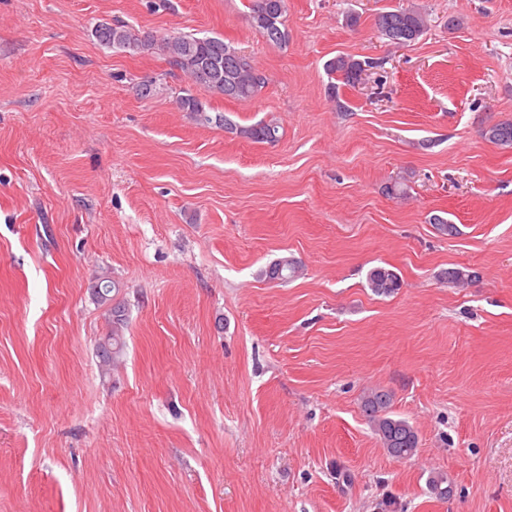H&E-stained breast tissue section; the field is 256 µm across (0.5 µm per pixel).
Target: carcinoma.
<instances>
[{
	"mask_svg": "<svg viewBox=\"0 0 512 512\" xmlns=\"http://www.w3.org/2000/svg\"><path fill=\"white\" fill-rule=\"evenodd\" d=\"M249 20L252 27L265 41L275 47L288 44L290 31L286 24L287 0H250ZM380 38L391 44L407 45L416 42L428 29L426 16L409 8H394L377 14L374 22ZM97 42L107 48L131 54L156 49L168 63L179 70L192 85L208 92L221 94L228 99L251 101L267 83L266 76L246 57L231 48L224 39L216 36L197 37L181 33L155 40L154 37L125 23L99 22L93 29ZM375 68L374 61H359L348 56H338L327 62V70L351 85L358 81L364 67ZM181 112L194 115L201 125H216L227 132L257 143H275L279 139L277 123L260 121L240 126L223 113L208 112L207 102L184 88L173 98ZM482 138L489 143L512 147V122L487 126ZM300 265L285 257L271 263L264 271L270 281L286 282L297 277ZM442 278L452 285H465L474 281L466 268H450ZM368 287L378 296H390L401 288L398 274L385 266H375L367 275ZM116 288L113 281L98 278L92 286V296L101 303H111L108 309L110 332L100 338L96 354L102 369L106 370L121 355L123 330L126 326L125 306L112 303L110 293ZM391 394L378 389L368 392L362 402L365 416L382 448L397 459H407L419 446L417 431L408 420L390 412Z\"/></svg>",
	"mask_w": 512,
	"mask_h": 512,
	"instance_id": "carcinoma-1",
	"label": "carcinoma"
}]
</instances>
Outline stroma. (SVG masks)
I'll use <instances>...</instances> for the list:
<instances>
[{
    "instance_id": "stroma-1",
    "label": "stroma",
    "mask_w": 512,
    "mask_h": 512,
    "mask_svg": "<svg viewBox=\"0 0 512 512\" xmlns=\"http://www.w3.org/2000/svg\"><path fill=\"white\" fill-rule=\"evenodd\" d=\"M398 5L416 42L377 35ZM248 6L0 0V512H512V148L481 136L512 121V0H288L284 49ZM100 21L223 37L267 84L205 100L278 142L177 111L180 72ZM338 55L381 65L335 84ZM282 257L302 273L265 279ZM102 274L128 317L107 372ZM375 387L412 459L366 419ZM374 25L380 38L398 45L416 42L428 29L426 16L409 8L379 12ZM369 288L378 296H390L401 287L398 274L385 266H376L369 270L367 275ZM391 401L388 391L372 390L363 399V412L382 448L394 458L407 459L417 451L419 437L408 420L391 414Z\"/></svg>"
}]
</instances>
